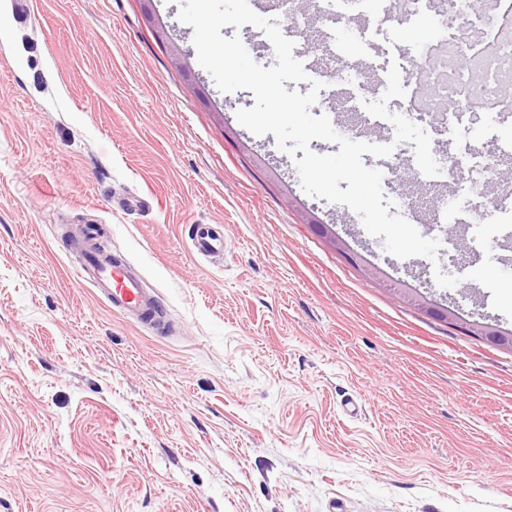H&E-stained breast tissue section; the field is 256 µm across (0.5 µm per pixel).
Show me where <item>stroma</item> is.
<instances>
[{
    "instance_id": "35a3bbf8",
    "label": "stroma",
    "mask_w": 512,
    "mask_h": 512,
    "mask_svg": "<svg viewBox=\"0 0 512 512\" xmlns=\"http://www.w3.org/2000/svg\"><path fill=\"white\" fill-rule=\"evenodd\" d=\"M178 10L0 0V512H512V351L464 331H512V170L490 177L481 223L442 211L467 196L472 152L512 128L469 111L432 136L456 161L433 180L402 143L391 192L441 247L396 258L238 122L252 92L216 87ZM430 14L337 15L355 59L298 39L324 85L312 114L392 143L391 123L363 131L359 102L393 62L407 96L389 111L422 93L408 64L434 61ZM86 224L140 267L167 330L81 281L64 245ZM195 224L222 255L193 253Z\"/></svg>"
}]
</instances>
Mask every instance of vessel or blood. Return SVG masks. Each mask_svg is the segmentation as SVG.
Here are the masks:
<instances>
[{"label": "vessel or blood", "mask_w": 512, "mask_h": 512, "mask_svg": "<svg viewBox=\"0 0 512 512\" xmlns=\"http://www.w3.org/2000/svg\"><path fill=\"white\" fill-rule=\"evenodd\" d=\"M101 232V226L96 224L85 230V237L91 245L85 252L81 279L94 289L113 314L146 329L160 330L162 311L158 294L145 288L139 272L125 255L98 245ZM191 241L194 252L201 256H210L224 249L222 237L206 224L195 225Z\"/></svg>", "instance_id": "1"}]
</instances>
